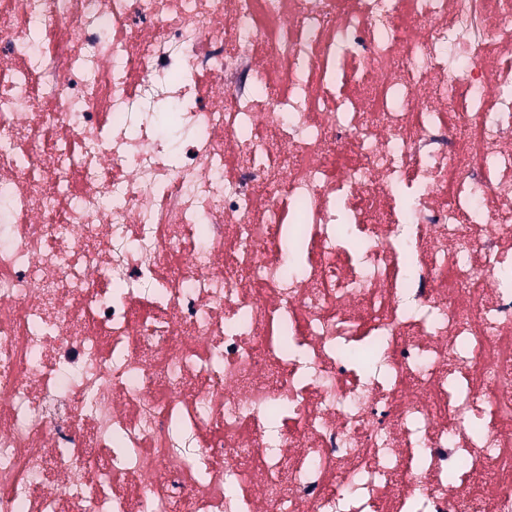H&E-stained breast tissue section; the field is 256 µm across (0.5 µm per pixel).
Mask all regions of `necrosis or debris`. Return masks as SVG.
<instances>
[{
  "label": "necrosis or debris",
  "instance_id": "4bbe7bcc",
  "mask_svg": "<svg viewBox=\"0 0 512 512\" xmlns=\"http://www.w3.org/2000/svg\"><path fill=\"white\" fill-rule=\"evenodd\" d=\"M0 512H512V0H0Z\"/></svg>",
  "mask_w": 512,
  "mask_h": 512
}]
</instances>
